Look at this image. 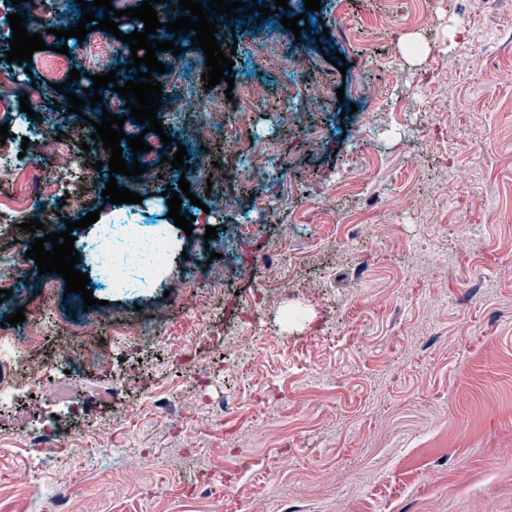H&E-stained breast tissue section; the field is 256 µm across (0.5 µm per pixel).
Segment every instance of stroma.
Listing matches in <instances>:
<instances>
[{"label":"stroma","mask_w":512,"mask_h":512,"mask_svg":"<svg viewBox=\"0 0 512 512\" xmlns=\"http://www.w3.org/2000/svg\"><path fill=\"white\" fill-rule=\"evenodd\" d=\"M342 29L356 38L341 80L329 37ZM280 39L255 70L270 94L237 124L238 151L214 144L185 175L209 206L202 170L263 151L280 197L253 213L268 179L237 178L230 212L179 235L165 267L98 292L92 338L153 318L138 349L113 345L106 369L55 373L34 396L19 364L0 407V512H512V0H332ZM68 108L50 87L35 107L49 174L69 165L49 135ZM156 171L124 182L142 224L166 223L178 184L170 164ZM108 178L84 174L63 215L38 201L31 215L78 220ZM343 180L367 189L335 193ZM349 215L377 235L351 241ZM242 218L249 252L277 259L243 276L223 239L203 238ZM433 224L444 266L429 259ZM204 244L213 284L193 293L185 259ZM73 313L60 295L27 311L53 325L39 357ZM192 376L220 378L214 406ZM51 406L80 445L61 461L28 443ZM115 440L134 455L102 457Z\"/></svg>","instance_id":"obj_1"}]
</instances>
